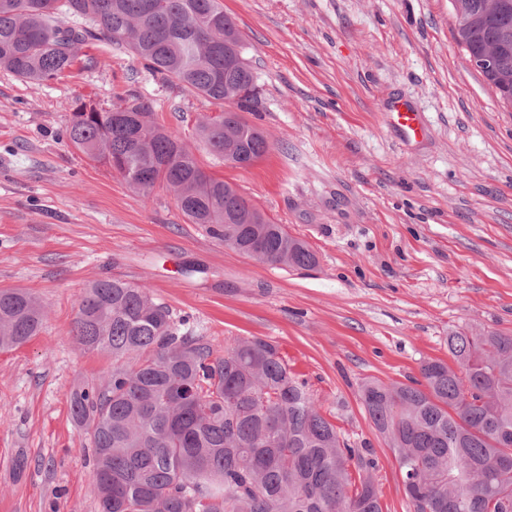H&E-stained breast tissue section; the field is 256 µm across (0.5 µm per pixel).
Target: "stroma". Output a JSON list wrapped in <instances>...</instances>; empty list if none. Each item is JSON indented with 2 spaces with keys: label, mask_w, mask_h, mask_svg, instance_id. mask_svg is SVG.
Returning <instances> with one entry per match:
<instances>
[{
  "label": "stroma",
  "mask_w": 512,
  "mask_h": 512,
  "mask_svg": "<svg viewBox=\"0 0 512 512\" xmlns=\"http://www.w3.org/2000/svg\"><path fill=\"white\" fill-rule=\"evenodd\" d=\"M221 3L260 86L243 118L272 145L247 168L196 134L218 104L127 50L83 46L95 69L41 86L0 72V289L47 311L38 336L0 350V512H99L89 435L69 405L76 382L112 372L70 335L95 280L147 286L214 349L277 344L344 438L372 450L385 512L407 500L361 382L405 383L422 361H450L454 332L512 334V107L468 63L451 0ZM130 92L207 172L307 241L317 266L225 248L164 186L143 200L68 144L76 97L107 108ZM392 97L423 112V138L387 125Z\"/></svg>",
  "instance_id": "35a3bbf8"
}]
</instances>
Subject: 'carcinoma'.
Wrapping results in <instances>:
<instances>
[{"mask_svg":"<svg viewBox=\"0 0 512 512\" xmlns=\"http://www.w3.org/2000/svg\"><path fill=\"white\" fill-rule=\"evenodd\" d=\"M461 2L459 43L469 57L497 51L500 69L484 77L512 105V0ZM93 41L236 106L198 124L225 163L270 150L241 116L258 104L253 67L225 70L247 45L219 0H0V70L32 85L93 67L80 56ZM65 137L145 199L164 185L190 223L248 258L318 262L286 225L205 172L139 96L107 109L80 103ZM44 319L32 293L0 289L1 349L28 342ZM184 325L145 286L105 278L80 298L72 338L113 360L106 380L70 392L73 420L94 425L101 512H384L372 452L341 436L276 344L235 338L218 351ZM448 351L456 366L425 360L410 384L365 380L360 402L395 457L409 512H512V335L456 332Z\"/></svg>","mask_w":512,"mask_h":512,"instance_id":"obj_1","label":"carcinoma"}]
</instances>
